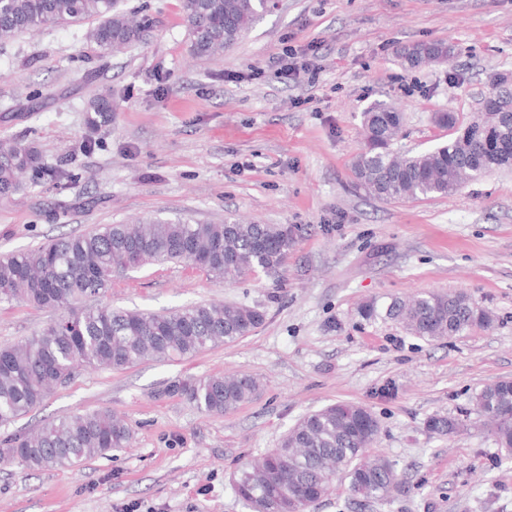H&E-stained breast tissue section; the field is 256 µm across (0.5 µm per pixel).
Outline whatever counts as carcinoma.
Returning <instances> with one entry per match:
<instances>
[{"label": "carcinoma", "instance_id": "carcinoma-1", "mask_svg": "<svg viewBox=\"0 0 512 512\" xmlns=\"http://www.w3.org/2000/svg\"><path fill=\"white\" fill-rule=\"evenodd\" d=\"M119 0H0V42L49 25L95 20L87 40L103 53L120 52L139 40L142 26L118 7ZM192 56L210 59L235 45L268 12L267 0H184ZM442 41L402 46L397 57L416 68L424 56L448 59ZM484 112L466 121L451 112L435 116L455 136L432 151L399 153L393 141L403 113L378 102L363 113L367 149L353 162L358 183L386 201L427 199L451 194L498 169L512 168V86L496 77ZM112 117L109 96L94 98L88 122L96 128ZM43 170L36 150L0 139V198L22 187L21 178ZM291 244L280 224H200L189 219L138 218L129 224H103L94 230L51 239L25 251L0 255V302L24 300L62 315L40 333L0 347V425L39 405L79 371L123 369L144 360L190 356L208 346L235 342L259 328L265 313L236 304H195L167 314L78 306L105 294L112 274L165 262H194L217 283L231 282L249 270L278 269ZM366 320L380 315L402 323L413 335L436 341L487 325L490 314L466 294L421 293L393 299L379 310L370 300L359 309ZM260 381L248 374L208 376L173 382L169 391L197 409L222 415L252 400ZM500 447L512 451V380L484 387L476 397ZM449 435L458 423L436 415L427 422ZM379 431L365 406L336 403L304 416L262 460L246 463L233 475L240 498L252 512H305L326 496L336 475L348 479L351 495L383 499L397 484L393 464L371 458L368 448ZM131 426L114 412L94 410L62 417L26 437L5 441L0 459H18L32 470L75 467L125 448Z\"/></svg>", "mask_w": 512, "mask_h": 512}]
</instances>
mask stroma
Listing matches in <instances>:
<instances>
[{"instance_id":"1","label":"stroma","mask_w":512,"mask_h":512,"mask_svg":"<svg viewBox=\"0 0 512 512\" xmlns=\"http://www.w3.org/2000/svg\"><path fill=\"white\" fill-rule=\"evenodd\" d=\"M145 16L140 39L101 54L88 23L0 44V139L35 147L37 185L0 198V253L136 217L281 224L293 236L277 272L219 285L194 265L119 272L99 301L168 312L235 303L265 313L236 342L167 362L81 371L7 426L0 439L98 409L124 416L129 448L73 468L0 460V512H251L232 475L305 415L336 403L379 422L370 452L398 486L353 504L348 482L308 512H512V452L490 434L476 396L512 379V171L458 191L386 202L355 184L374 102L404 115L398 151L449 139L435 116L475 113L491 79L512 75V0H279L222 56L191 55L183 0H124ZM452 41L449 61L404 68L399 46ZM317 45L316 83L275 75L285 46ZM112 120L89 132L91 100ZM94 149H86L88 139ZM422 292L466 293L492 322L432 342L359 308ZM56 311L0 303V345L38 334ZM249 373L262 394L224 415L168 393L170 382ZM434 415L459 427L427 431Z\"/></svg>"}]
</instances>
